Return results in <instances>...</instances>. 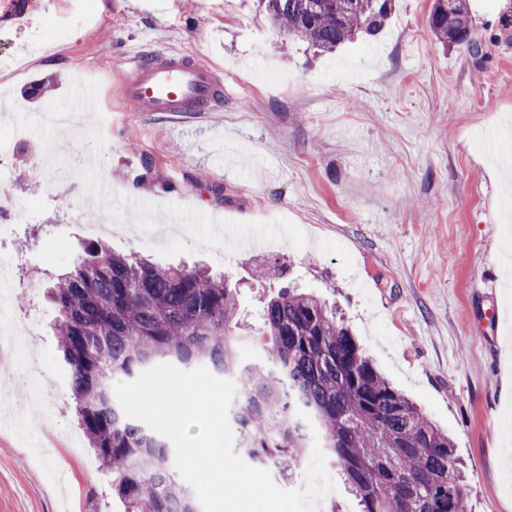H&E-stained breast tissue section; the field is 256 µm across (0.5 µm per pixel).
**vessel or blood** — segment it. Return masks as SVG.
<instances>
[{
  "mask_svg": "<svg viewBox=\"0 0 512 512\" xmlns=\"http://www.w3.org/2000/svg\"><path fill=\"white\" fill-rule=\"evenodd\" d=\"M123 96L143 112H209L224 102V85L194 54L139 47L125 55Z\"/></svg>",
  "mask_w": 512,
  "mask_h": 512,
  "instance_id": "obj_1",
  "label": "vessel or blood"
}]
</instances>
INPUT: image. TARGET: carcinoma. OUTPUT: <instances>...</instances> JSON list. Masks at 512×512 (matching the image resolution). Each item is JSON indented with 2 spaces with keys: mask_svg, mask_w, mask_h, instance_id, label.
I'll use <instances>...</instances> for the list:
<instances>
[{
  "mask_svg": "<svg viewBox=\"0 0 512 512\" xmlns=\"http://www.w3.org/2000/svg\"><path fill=\"white\" fill-rule=\"evenodd\" d=\"M267 10L292 40L333 50L386 25L390 0H306ZM429 25L444 44H469L467 0H434ZM54 332L79 425L125 512H198L177 479L164 437L128 418L112 379H135L160 363L210 368L241 390L232 411L253 461L286 471L309 447L312 419L322 448L360 497L362 512H464L465 471L448 434L394 388L336 312L311 293L281 287L262 310L264 359L240 361L236 287L207 267L135 261L101 241L56 277Z\"/></svg>",
  "mask_w": 512,
  "mask_h": 512,
  "instance_id": "cac0c4a2",
  "label": "carcinoma"
}]
</instances>
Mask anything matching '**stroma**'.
I'll list each match as a JSON object with an SVG mask.
<instances>
[{"mask_svg": "<svg viewBox=\"0 0 512 512\" xmlns=\"http://www.w3.org/2000/svg\"><path fill=\"white\" fill-rule=\"evenodd\" d=\"M0 28V233L23 355L0 353V512H124L78 425L44 292L85 246L201 264L238 285L242 361L293 281L337 306L383 375L447 431L469 512H512V214L486 141L512 131V0H468L473 45L441 44L434 0H392L383 32L332 53L285 41L259 0H35ZM42 52L28 58L30 40ZM135 46L193 52L220 112H142L120 94ZM99 94L87 126L36 124ZM111 181V212L81 192ZM223 219L230 235L209 231ZM264 232L277 243H247ZM266 279H254L261 262ZM500 328L483 318L491 306Z\"/></svg>", "mask_w": 512, "mask_h": 512, "instance_id": "stroma-1", "label": "stroma"}]
</instances>
